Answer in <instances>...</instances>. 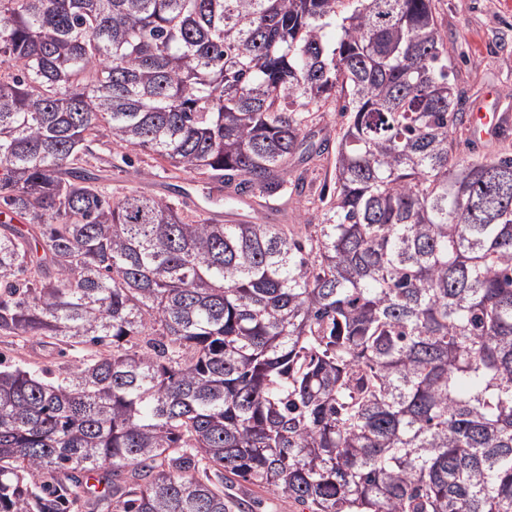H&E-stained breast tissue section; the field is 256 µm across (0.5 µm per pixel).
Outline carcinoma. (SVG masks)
I'll list each match as a JSON object with an SVG mask.
<instances>
[{"label": "carcinoma", "mask_w": 512, "mask_h": 512, "mask_svg": "<svg viewBox=\"0 0 512 512\" xmlns=\"http://www.w3.org/2000/svg\"><path fill=\"white\" fill-rule=\"evenodd\" d=\"M336 103L323 220L112 198L106 131L229 199L301 194ZM435 0H0V512H512V156L457 160ZM103 470L112 498L80 473ZM330 112H327L325 114V117L323 119L317 120L313 124H310L308 128L305 130V133L307 134V140L309 143H313L314 149L318 148L320 145L325 130H323L324 127H326L328 130H333L335 128L336 132V125L339 128L341 118L338 116L337 112L334 111V103L329 104ZM0 354L2 358L11 363H20L33 370L50 369L57 374V368L66 366L78 352L66 351L64 357L58 355L57 350L44 346L36 339L23 341L17 338H0ZM303 507L288 500L279 499L273 495L263 494L253 503V512H308Z\"/></svg>", "instance_id": "obj_1"}]
</instances>
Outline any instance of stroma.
I'll return each instance as SVG.
<instances>
[{
	"instance_id": "1",
	"label": "stroma",
	"mask_w": 512,
	"mask_h": 512,
	"mask_svg": "<svg viewBox=\"0 0 512 512\" xmlns=\"http://www.w3.org/2000/svg\"><path fill=\"white\" fill-rule=\"evenodd\" d=\"M442 31L456 68L458 109L471 114L489 92H497L502 109L512 112V0H439ZM92 149L103 160L104 182L114 194L138 191L179 202L190 215L222 210L235 223H320L323 215L312 205L319 193L334 189V154L294 155L288 160L293 173L304 175V200H282L271 204L253 197L227 201L215 182L160 168L147 153H138L134 166L121 160L122 150L111 139L99 137ZM0 357L34 370H57L75 359V352L58 355L35 339L0 338Z\"/></svg>"
}]
</instances>
